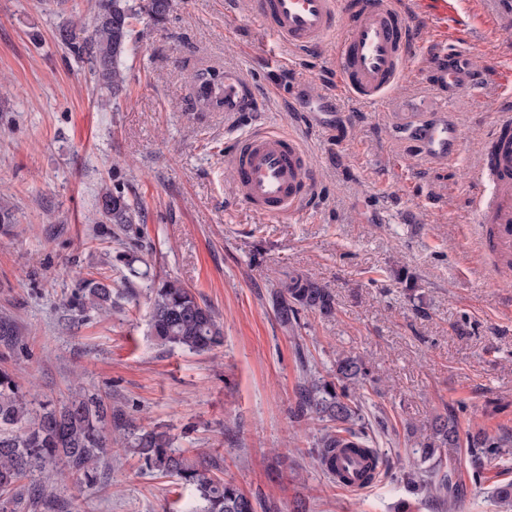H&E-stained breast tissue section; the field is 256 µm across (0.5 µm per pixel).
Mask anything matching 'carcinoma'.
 <instances>
[{
	"label": "carcinoma",
	"instance_id": "1",
	"mask_svg": "<svg viewBox=\"0 0 512 512\" xmlns=\"http://www.w3.org/2000/svg\"><path fill=\"white\" fill-rule=\"evenodd\" d=\"M173 9V0H95L91 20L76 19L58 29L57 39L75 55L87 58L94 81L105 99L127 94V72L123 57L132 41L133 23L139 18L160 23ZM201 97L223 106V90L212 93L214 73L196 75ZM102 214L114 224H138L141 211L131 207L121 192L105 190L99 196ZM80 290L90 305L106 310L112 291L102 282L84 280ZM276 311L291 323L302 310L327 315L335 299L324 285L293 277L275 293ZM151 327L164 346L193 353L213 350L224 342L216 316L195 292L177 279H161L151 287ZM367 370L361 359H336V382H309L302 392L299 416H311L337 424L318 438L313 453L324 472L336 478V449L367 448L375 429L361 413V401L352 388L363 383ZM360 425L354 429V425ZM126 423L109 414L102 395L79 386L61 405L50 402L34 406L13 374L0 369V512H57L54 496L44 484L61 464L72 473L97 480L99 467L109 455L112 434L125 430ZM168 430L156 426L134 436L131 449L142 466L152 472L178 478L193 488L198 505L193 512H256L251 500L233 481L218 479L210 465L172 447ZM461 447L456 414L437 416L430 441L413 449L415 470L404 475L406 485L425 501L442 509L455 503L463 487L453 480L460 460L451 451ZM473 457L508 462L507 441L477 432L467 439Z\"/></svg>",
	"mask_w": 512,
	"mask_h": 512
}]
</instances>
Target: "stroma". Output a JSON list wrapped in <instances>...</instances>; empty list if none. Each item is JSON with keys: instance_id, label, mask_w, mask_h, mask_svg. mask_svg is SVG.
I'll return each instance as SVG.
<instances>
[{"instance_id": "obj_1", "label": "stroma", "mask_w": 512, "mask_h": 512, "mask_svg": "<svg viewBox=\"0 0 512 512\" xmlns=\"http://www.w3.org/2000/svg\"><path fill=\"white\" fill-rule=\"evenodd\" d=\"M249 0H177L160 24L141 19L124 59L126 96L100 106L88 65L57 40L94 0H0V201L17 222L0 229V316L13 345L0 367L37 402L63 403L75 386L106 395L128 433L163 426L176 448L206 458L257 512H434L405 484L337 487L313 459L324 421L297 417L306 377L334 381L337 355L363 359L365 417L384 418L374 448L412 468L439 414L460 436L512 438V254H492L470 207L475 167L501 98L512 96V21L473 26L466 50L479 83L443 101L430 80L438 54L417 33L411 72L381 101L338 97L334 123L291 111L290 82L334 90L329 50L304 56L266 31ZM241 73L255 112L204 106L197 70ZM454 112L455 163L421 154L415 131ZM259 129L295 136L315 173L312 204L282 218L255 212L224 163L226 146ZM143 207L140 224L99 213L106 189ZM172 278L209 305L222 346L191 353L151 332L152 277ZM331 288L332 314L278 319L273 290L290 278ZM112 290L100 312L79 283ZM454 512H502L493 496L512 471L485 463ZM64 512H187L193 489L141 469L127 444L111 449L95 484L63 474L51 487Z\"/></svg>"}]
</instances>
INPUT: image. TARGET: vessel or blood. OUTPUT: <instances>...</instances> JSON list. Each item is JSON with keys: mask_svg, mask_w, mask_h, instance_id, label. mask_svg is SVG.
<instances>
[{"mask_svg": "<svg viewBox=\"0 0 512 512\" xmlns=\"http://www.w3.org/2000/svg\"><path fill=\"white\" fill-rule=\"evenodd\" d=\"M461 0H413L411 9L397 0H250L265 29L289 46L333 52L336 88L363 104L384 98L406 74L414 52L411 16L429 22L436 43L460 35ZM443 99L475 86L478 72L460 51L442 52L432 72ZM302 111L331 124L330 97L296 94ZM253 99L239 73L224 75V109L248 112ZM420 145L434 159H457L461 140L453 117L443 116L424 130ZM489 154L483 155L477 177L483 186L474 209L479 222H492V250L512 252V104L501 107L488 134ZM224 161L233 170L241 198L256 211L279 218L299 213L310 201L314 173L300 145L286 135L255 132L235 142Z\"/></svg>", "mask_w": 512, "mask_h": 512, "instance_id": "b4317fda", "label": "vessel or blood"}]
</instances>
